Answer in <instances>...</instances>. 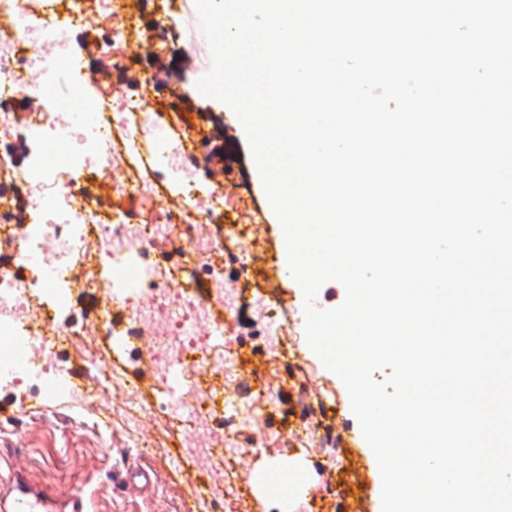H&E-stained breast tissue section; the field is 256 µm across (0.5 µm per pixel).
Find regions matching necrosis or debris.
<instances>
[{"mask_svg": "<svg viewBox=\"0 0 512 512\" xmlns=\"http://www.w3.org/2000/svg\"><path fill=\"white\" fill-rule=\"evenodd\" d=\"M86 0H0V178L30 189L27 203L38 218L31 232L22 234L10 217L18 199L0 191V253L10 261L0 265V332L14 336L0 345V377L29 384L33 379L69 378L68 367L56 359L50 340H39L42 327L54 336L83 341L84 327H60L56 314L69 301L74 261L92 260L98 277L90 290L101 286L113 260L137 262L141 276L137 291L124 308L133 311L127 335L145 338L159 382H166L171 365L183 366L189 400L174 405L162 399L146 406L134 387H125L126 410L162 414L185 434L188 455L218 464L237 432L232 417L250 401V387L239 383V355L233 342L217 346L206 334L217 328L212 298L224 293V193L201 175L199 148L206 136L202 126H186L166 146H158L157 122L140 101L124 98L100 129L76 123L52 93L44 59L69 58L67 35L81 27L99 31L104 50H111L116 30H100ZM34 96L35 108L25 118L11 110L18 98ZM64 138L77 146L66 156L49 159L52 141ZM152 145L156 160L176 180L180 206L164 211L162 220H142L125 211L103 213L93 208L92 185L112 175L122 163ZM39 254L42 265L58 270L56 279L43 282L42 295L31 292L28 263ZM189 269L193 281L203 283L206 297L194 289L172 288L171 266ZM213 371L226 382L224 415H217L207 397L196 392L199 368Z\"/></svg>", "mask_w": 512, "mask_h": 512, "instance_id": "4bbe7bcc", "label": "necrosis or debris"}]
</instances>
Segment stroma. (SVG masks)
<instances>
[{"label": "stroma", "mask_w": 512, "mask_h": 512, "mask_svg": "<svg viewBox=\"0 0 512 512\" xmlns=\"http://www.w3.org/2000/svg\"><path fill=\"white\" fill-rule=\"evenodd\" d=\"M113 16L104 27L123 24L121 44L113 52L100 48L94 33H70V53L79 69L56 63L53 89L59 104L71 110L94 107L101 96H143L145 111L157 114L170 134H178L177 115L202 124L212 134L202 147L203 166L225 198L241 195L229 223L248 226L255 278L233 279L242 246L227 241L224 272L228 286L247 300L281 296L292 313L285 340H278L260 309L247 307L237 318L222 306L214 315L224 319L225 337L242 345L243 381L255 390H273L276 410L255 401L237 419V443L227 448L224 466V512H281L273 499L253 487L249 478L261 464L292 458L309 462V489L293 512H381V475L365 441L342 381L328 371L308 346L304 296L296 282L278 288L289 272L282 227L262 187L243 128L224 104L201 95L196 82L210 67V53L194 0H112ZM159 21L181 34L168 44L146 41L148 24ZM138 62L115 68V57ZM82 94H75L76 85ZM140 341L113 349L108 335L97 337L91 351L63 342L56 354L70 368L73 394L47 399L38 391L0 379V461L24 467L37 480L66 496L83 489L92 494L96 512H183V504L207 483L206 472L183 459L181 430L163 416L144 421L123 413L122 387L134 386L143 403H155L159 388ZM114 372L111 408H81L75 391L95 389L99 376ZM154 443L152 452L136 448L139 434ZM152 469L157 481L141 496L131 497L112 481L129 462Z\"/></svg>", "instance_id": "1"}]
</instances>
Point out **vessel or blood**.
<instances>
[{
  "mask_svg": "<svg viewBox=\"0 0 512 512\" xmlns=\"http://www.w3.org/2000/svg\"><path fill=\"white\" fill-rule=\"evenodd\" d=\"M117 484L136 492L152 485L150 474L139 467L126 466L116 475ZM0 512H93L92 500L83 492L57 498L52 490L36 483L24 468H16L7 487H0Z\"/></svg>",
  "mask_w": 512,
  "mask_h": 512,
  "instance_id": "obj_1",
  "label": "vessel or blood"
}]
</instances>
